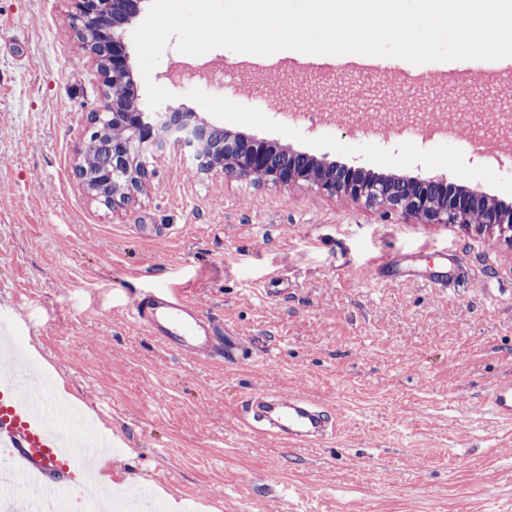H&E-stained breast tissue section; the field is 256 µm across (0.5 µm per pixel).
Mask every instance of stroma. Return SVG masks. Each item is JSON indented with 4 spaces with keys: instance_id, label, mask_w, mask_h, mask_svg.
Segmentation results:
<instances>
[{
    "instance_id": "stroma-1",
    "label": "stroma",
    "mask_w": 512,
    "mask_h": 512,
    "mask_svg": "<svg viewBox=\"0 0 512 512\" xmlns=\"http://www.w3.org/2000/svg\"><path fill=\"white\" fill-rule=\"evenodd\" d=\"M69 0H0V324L19 358L51 379L112 445L99 474L149 512H512V426L484 395L512 374V245L476 229L405 224L383 210L305 186L199 173L175 152L147 156L150 185L127 208L92 201L75 175L87 115L102 97L77 48ZM168 44L147 83L225 129L378 172L444 174L512 199V155L491 161L462 123L512 111V75L460 82L348 67L303 72L279 59L258 71L238 52L218 105L170 86ZM437 102L459 148L376 135V114ZM361 112L364 122L289 134L286 102ZM448 255V288L398 278ZM166 289L240 337L250 364L167 350L127 314ZM255 392L300 393L328 406L337 431L296 448L245 422Z\"/></svg>"
}]
</instances>
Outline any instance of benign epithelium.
Returning <instances> with one entry per match:
<instances>
[{
	"label": "benign epithelium",
	"instance_id": "benign-epithelium-1",
	"mask_svg": "<svg viewBox=\"0 0 512 512\" xmlns=\"http://www.w3.org/2000/svg\"><path fill=\"white\" fill-rule=\"evenodd\" d=\"M70 21L87 44L84 55L101 81L124 88L107 96L90 113L99 134L119 127L112 136L111 167L88 175L86 146L76 149L79 178L95 201L117 210L145 188L150 175L142 154L175 151L198 161L204 172L240 181L266 179L317 189L370 207L382 208L406 222L476 224L512 244V201L491 197L477 187L451 182L443 175L376 173L338 164L245 134H233L181 105L165 104L146 112L136 93L135 60L130 42L144 0H70Z\"/></svg>",
	"mask_w": 512,
	"mask_h": 512
}]
</instances>
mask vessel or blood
I'll list each match as a JSON object with an SVG mask.
<instances>
[{
  "label": "vessel or blood",
  "instance_id": "vessel-or-blood-1",
  "mask_svg": "<svg viewBox=\"0 0 512 512\" xmlns=\"http://www.w3.org/2000/svg\"><path fill=\"white\" fill-rule=\"evenodd\" d=\"M131 320L147 328L164 346L195 358L228 357L246 362L241 347L222 348L214 323L177 293L158 290L128 307ZM485 401L504 424L512 423V376L496 381ZM246 421L256 431L280 440L316 442L335 433V421L318 402L302 395L256 393L244 402ZM45 386L35 375L6 372L0 376V466L33 482L38 499H55L70 471L87 466L94 453L87 429L58 430Z\"/></svg>",
  "mask_w": 512,
  "mask_h": 512
}]
</instances>
